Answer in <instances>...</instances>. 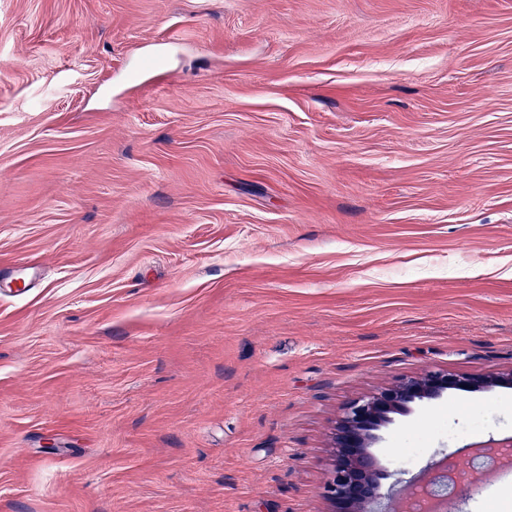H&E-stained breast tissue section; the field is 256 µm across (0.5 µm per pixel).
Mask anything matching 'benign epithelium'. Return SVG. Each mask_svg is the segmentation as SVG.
I'll return each mask as SVG.
<instances>
[{"instance_id":"1","label":"benign epithelium","mask_w":512,"mask_h":512,"mask_svg":"<svg viewBox=\"0 0 512 512\" xmlns=\"http://www.w3.org/2000/svg\"><path fill=\"white\" fill-rule=\"evenodd\" d=\"M512 385V372L507 375L489 373L482 376L455 375L443 372L412 378L381 390L379 393L349 404L333 437L334 458L326 483L329 512H363L370 505L381 503V480L389 478L369 451L372 431L391 420V415L405 411L409 404L433 399L447 390L471 391L499 385ZM448 453L436 461L427 484L432 512H462V499L448 486L446 474ZM498 464L495 452L476 448L468 460L472 488L479 487L480 477Z\"/></svg>"}]
</instances>
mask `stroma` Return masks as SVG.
Listing matches in <instances>:
<instances>
[{
  "instance_id": "stroma-1",
  "label": "stroma",
  "mask_w": 512,
  "mask_h": 512,
  "mask_svg": "<svg viewBox=\"0 0 512 512\" xmlns=\"http://www.w3.org/2000/svg\"><path fill=\"white\" fill-rule=\"evenodd\" d=\"M435 371L512 372V0H0V512H328ZM508 437L411 404L384 507ZM503 384L512 385V372L482 376L435 372L349 404L333 437L334 458L326 483L329 512H361L381 503V480L389 475L380 469L368 448L374 440L372 431L389 422L391 414L405 411L416 401L436 398L447 390L466 392Z\"/></svg>"
}]
</instances>
